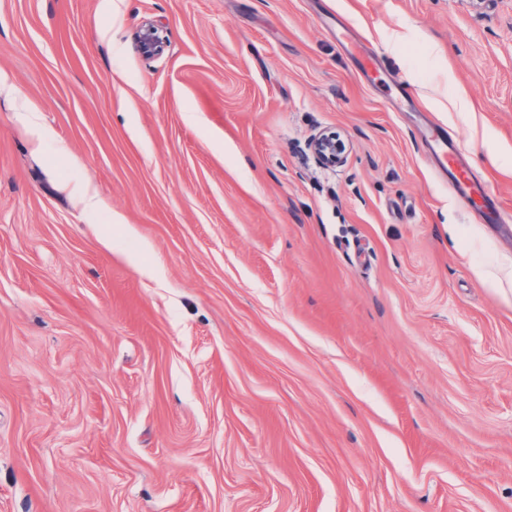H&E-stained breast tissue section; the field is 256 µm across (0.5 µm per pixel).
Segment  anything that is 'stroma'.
<instances>
[{
	"label": "stroma",
	"instance_id": "stroma-1",
	"mask_svg": "<svg viewBox=\"0 0 512 512\" xmlns=\"http://www.w3.org/2000/svg\"><path fill=\"white\" fill-rule=\"evenodd\" d=\"M114 3L0 0V512H512V0ZM164 38L158 34V29L152 22L145 23L138 35V50L146 58H152L163 53ZM346 52L356 58L361 71L365 74L377 72L379 60L376 53L367 50L360 42L350 40L349 45L342 43ZM420 135L425 153L448 180V187L456 198L473 210L481 224H494L507 234L503 201L475 174L469 157L461 151L447 128L425 121Z\"/></svg>",
	"mask_w": 512,
	"mask_h": 512
}]
</instances>
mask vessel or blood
Here are the masks:
<instances>
[{
    "label": "vessel or blood",
    "mask_w": 512,
    "mask_h": 512,
    "mask_svg": "<svg viewBox=\"0 0 512 512\" xmlns=\"http://www.w3.org/2000/svg\"><path fill=\"white\" fill-rule=\"evenodd\" d=\"M346 51L356 58L364 74L377 71V54L360 42H350ZM420 135L425 153L447 179L456 198L473 210L480 223L507 228L511 223L507 221L500 196L476 175L469 157L461 151L447 128L427 121L423 123Z\"/></svg>",
    "instance_id": "b4317fda"
}]
</instances>
